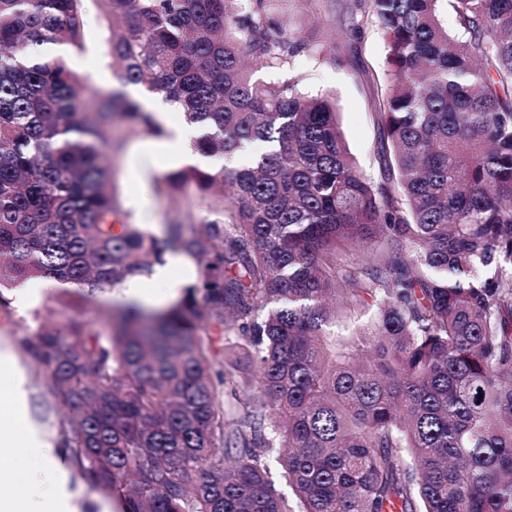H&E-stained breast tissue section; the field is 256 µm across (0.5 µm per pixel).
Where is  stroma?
<instances>
[{"label": "stroma", "mask_w": 512, "mask_h": 512, "mask_svg": "<svg viewBox=\"0 0 512 512\" xmlns=\"http://www.w3.org/2000/svg\"><path fill=\"white\" fill-rule=\"evenodd\" d=\"M349 4L350 0H295L291 12L277 9L273 15L284 28L316 35L322 49L321 58L297 60L295 68L302 73L307 89L335 94L342 126L358 168L363 175L374 179L380 169L375 101L378 81L385 78L388 70L385 40L382 32L371 23L365 24L362 30H353ZM87 7L91 17L87 51L75 54L57 46L53 53L79 75L109 91L116 88L117 81L109 59L103 56L104 26L97 18L94 0H89ZM176 167V162L169 158L165 139L139 134L126 137L116 168V186L133 211L134 223L144 225L158 238L164 237L167 224L173 220L189 213L197 218L202 215L196 197L177 200L154 191V180ZM0 295L9 301L8 307H0V349L13 353L25 375L29 424L51 448H58L62 413L41 406L43 374L22 348L20 338L33 334L47 322L62 327L75 319L95 328L103 327L112 295L104 293L96 303L83 306L60 304L52 288L42 289L39 299L28 305L20 304L18 289H6Z\"/></svg>", "instance_id": "stroma-1"}]
</instances>
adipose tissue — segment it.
Listing matches in <instances>:
<instances>
[{"label":"adipose tissue","mask_w":512,"mask_h":512,"mask_svg":"<svg viewBox=\"0 0 512 512\" xmlns=\"http://www.w3.org/2000/svg\"><path fill=\"white\" fill-rule=\"evenodd\" d=\"M179 262L174 256L155 267L154 289L129 281L125 298L149 306L174 299L179 284L171 270ZM0 394L7 398L0 407V450L9 454L12 465L8 488L0 492V512H78L80 493L71 486L64 457L44 453L41 435L28 423L25 377L7 351H0Z\"/></svg>","instance_id":"ef3b65f1"}]
</instances>
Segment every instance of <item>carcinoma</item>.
<instances>
[{
	"instance_id": "obj_1",
	"label": "carcinoma",
	"mask_w": 512,
	"mask_h": 512,
	"mask_svg": "<svg viewBox=\"0 0 512 512\" xmlns=\"http://www.w3.org/2000/svg\"><path fill=\"white\" fill-rule=\"evenodd\" d=\"M273 1L295 2L252 0L240 26L238 0H95L120 85L224 159L154 181L206 213L158 239L117 192L114 119L162 124L47 52L86 49V0H0V288L84 299L167 251L197 270L164 309L21 339L69 411L62 447L120 512H512V0H352L390 71L377 181L334 99L304 91L293 62L318 43ZM144 103L148 108H150L158 114V119L160 120L163 119V116L166 113L163 111L171 108L169 105L164 104L162 102V98L160 96H153L150 99L144 100ZM161 122L163 123L164 128H166L167 132L168 129L172 126H180L186 124L183 115L180 112H177L173 109L166 113L165 118Z\"/></svg>"
}]
</instances>
